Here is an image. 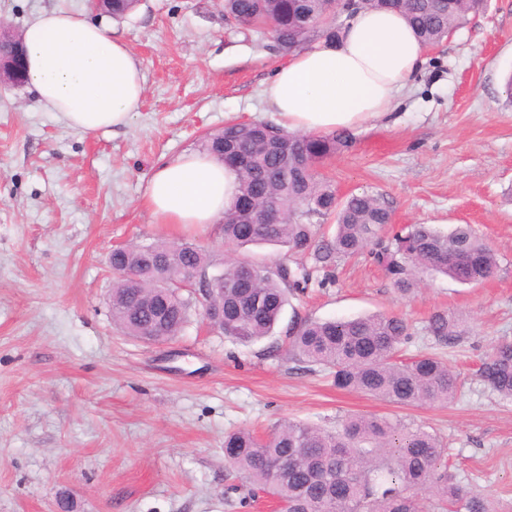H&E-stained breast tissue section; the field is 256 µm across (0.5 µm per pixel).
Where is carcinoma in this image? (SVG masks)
I'll list each match as a JSON object with an SVG mask.
<instances>
[{
	"label": "carcinoma",
	"mask_w": 512,
	"mask_h": 512,
	"mask_svg": "<svg viewBox=\"0 0 512 512\" xmlns=\"http://www.w3.org/2000/svg\"><path fill=\"white\" fill-rule=\"evenodd\" d=\"M397 9L426 45L483 10L484 0H224V13L240 32L271 30L274 50L288 56L323 38H335L361 8ZM347 131L323 136L285 134L268 123L230 122L201 141L204 152L231 167L238 195L220 224L224 241L237 247L284 245L312 256L314 268L372 247L395 293L413 292L426 274H442L478 285L500 269L495 249L469 224L444 233L413 224L385 240L391 223L380 195L352 194L339 201L318 168L350 147ZM274 207L278 224H258L254 209ZM334 233L320 232L327 221ZM112 321L125 335L166 343L181 334L191 312L202 305L197 291L182 284L207 273L210 255L189 241L157 240L112 250ZM132 271L137 279L129 280ZM312 271L249 259L224 261V293L211 303L224 310V336L248 344L272 334L289 297L304 291ZM463 318L436 311L427 330L437 341L457 343ZM289 352L311 371L329 370L339 389L361 392L399 406L447 405L462 387L460 374L441 359L419 354L402 360L399 346L409 338L396 314L349 319L299 320L286 331ZM479 379L504 400H512V341L500 340L478 369ZM447 444L422 427L386 418L350 415L330 432L283 421L260 439L242 429L224 438L225 467L250 484L249 495L276 498L282 512H422L416 491L424 490L437 509L466 499V512H494L490 497L469 493L452 481L443 459Z\"/></svg>",
	"instance_id": "carcinoma-1"
}]
</instances>
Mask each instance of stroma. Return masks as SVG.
<instances>
[{
    "label": "stroma",
    "mask_w": 512,
    "mask_h": 512,
    "mask_svg": "<svg viewBox=\"0 0 512 512\" xmlns=\"http://www.w3.org/2000/svg\"><path fill=\"white\" fill-rule=\"evenodd\" d=\"M87 0H0L15 31L44 10ZM139 59L145 93L123 130L91 135L39 106L27 86L0 83V512H279L259 495L241 505L224 437H267L281 420L338 430L351 414L437 432L450 473L512 512V401L475 372L512 339V0H488L439 45L392 120L355 129L321 166L338 197L383 195L392 227L472 225L497 251V275L476 286L443 276L396 295L369 253L314 272L271 337L242 344L192 316L175 340L148 345L112 322L115 246L189 239L216 267L233 248L217 227L181 234L141 205L156 164L199 149L231 120L266 122L262 92L282 63L270 34L224 21V0H141L120 20L99 15ZM464 318L457 344L427 331L434 311ZM398 313L403 357L450 360L465 384L452 404L399 407L337 389L287 350L293 318Z\"/></svg>",
    "instance_id": "35a3bbf8"
}]
</instances>
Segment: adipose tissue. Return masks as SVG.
<instances>
[{"mask_svg":"<svg viewBox=\"0 0 512 512\" xmlns=\"http://www.w3.org/2000/svg\"><path fill=\"white\" fill-rule=\"evenodd\" d=\"M27 85L46 111L91 134L128 127L144 90L128 45L85 12L39 14L22 35ZM424 63V46L397 10L361 9L339 37L293 53L263 90L267 112L290 132L329 134L390 117ZM235 171L185 151L158 163L141 204L153 223L184 228L222 220L237 194Z\"/></svg>","mask_w":512,"mask_h":512,"instance_id":"obj_1","label":"adipose tissue"}]
</instances>
